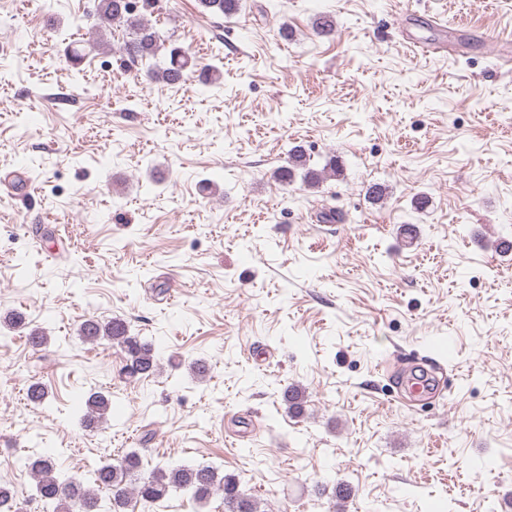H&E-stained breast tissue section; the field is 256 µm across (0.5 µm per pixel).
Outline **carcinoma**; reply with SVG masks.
<instances>
[{"label":"carcinoma","instance_id":"1","mask_svg":"<svg viewBox=\"0 0 512 512\" xmlns=\"http://www.w3.org/2000/svg\"><path fill=\"white\" fill-rule=\"evenodd\" d=\"M201 7L214 14L232 16L241 9L240 0H199ZM156 0H94V16L109 26H117L128 32L116 49L120 65L130 70L140 62L154 58L163 48L155 26L146 18L154 13ZM198 67L197 60L189 51L173 46L165 66L150 72V77L173 85L186 80V76ZM200 68V67H198ZM200 81L207 86L220 78L218 68H200ZM310 155L301 145L294 146L286 165L273 174L276 181L289 184L301 175L303 181L315 187L322 182L326 172L339 170L336 158H329L324 167L317 170L309 165ZM82 342L98 345L104 341L120 346L125 364L120 376L128 382L154 375L159 369V358L153 344L129 334L126 321L113 319L102 322L90 316L79 326ZM85 427H94L110 409V396L94 392L83 398ZM282 401L288 411L299 414L303 410L302 391L288 386L282 392ZM28 468L35 480V490L46 505V512H98L97 491L105 489L112 496V512H123L135 499L145 506L164 499L172 490H183L195 500H205L215 493L223 494L224 512H259V503L239 489V481L233 475L219 476L208 465L157 468L145 475L141 473V457L135 452L126 454L118 464L104 463L95 469L96 489L64 476L54 456L35 453L27 459Z\"/></svg>","mask_w":512,"mask_h":512}]
</instances>
